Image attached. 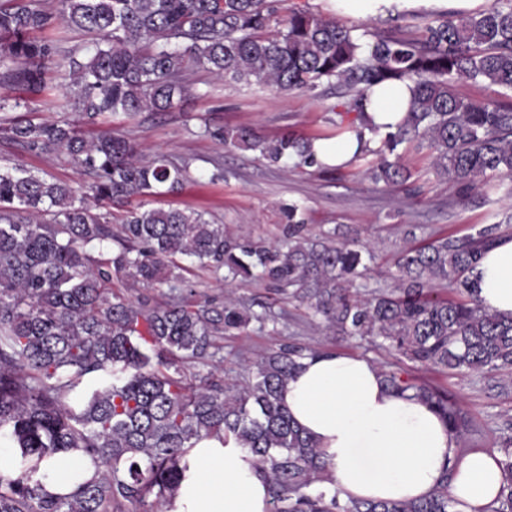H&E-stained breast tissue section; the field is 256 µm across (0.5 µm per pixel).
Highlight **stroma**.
Here are the masks:
<instances>
[{
    "label": "stroma",
    "mask_w": 512,
    "mask_h": 512,
    "mask_svg": "<svg viewBox=\"0 0 512 512\" xmlns=\"http://www.w3.org/2000/svg\"><path fill=\"white\" fill-rule=\"evenodd\" d=\"M296 8L336 17L348 28L365 26L380 34L406 30L404 21H391L383 14L336 13L331 0H281L277 22L285 23L289 10ZM70 83L65 73L48 69L47 88L38 96L34 110L0 112V125L17 116L36 122L58 119L57 105ZM188 83L190 92L180 110L157 115L145 112L133 119L118 116L107 124L112 132L133 140L144 155L162 152L188 163L190 175L178 190L149 197L150 206L199 211L235 236L272 241L287 221L286 208L299 205L312 233L334 227L358 231L360 240L374 253L368 276L384 286L391 282L400 251L411 242L404 236L406 226L418 225L416 240L424 243L446 235L464 237L475 226L512 214V196L506 192L496 193L485 186L465 196L452 180L436 176L426 149L406 153L404 162L411 177L404 186L389 189L368 178L363 159L324 172L295 168L269 162L255 151L224 147L204 132L210 125L249 127L265 139L287 131L304 138H332L336 135L334 108L341 102L336 88L322 86L313 94L294 91L283 95L271 86L227 83L197 69L189 70ZM5 163L77 188L89 182L65 157L30 154L0 138V164ZM190 279L208 296L229 293L248 302L258 299L282 317L279 334L225 338V378L239 373L242 359L282 344L361 355L375 365L412 370L445 386L470 416L467 448L498 452L499 427L503 418L512 417V396L501 393L495 379L477 374L446 377L414 366L394 351L336 336L305 306L273 294L259 281L239 279L222 285L200 269L193 270Z\"/></svg>",
    "instance_id": "1"
}]
</instances>
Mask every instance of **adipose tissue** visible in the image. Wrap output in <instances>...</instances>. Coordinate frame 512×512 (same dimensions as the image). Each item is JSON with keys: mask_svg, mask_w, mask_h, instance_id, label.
I'll use <instances>...</instances> for the list:
<instances>
[{"mask_svg": "<svg viewBox=\"0 0 512 512\" xmlns=\"http://www.w3.org/2000/svg\"><path fill=\"white\" fill-rule=\"evenodd\" d=\"M410 97L405 84L377 87L365 103V115L380 133L395 131ZM473 281L483 307L512 317V236L484 252ZM283 400L294 422L326 453L331 488L340 502L414 500L444 482L461 512H481L500 491L499 456L456 452L440 414L387 387L367 359L341 351L305 358ZM185 462L188 471L169 512H269L267 485L234 436L200 440ZM93 470L89 458L71 450L41 461L37 476L49 492L65 494L76 475Z\"/></svg>", "mask_w": 512, "mask_h": 512, "instance_id": "ef3b65f1", "label": "adipose tissue"}]
</instances>
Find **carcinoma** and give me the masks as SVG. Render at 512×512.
Returning <instances> with one entry per match:
<instances>
[{
	"mask_svg": "<svg viewBox=\"0 0 512 512\" xmlns=\"http://www.w3.org/2000/svg\"><path fill=\"white\" fill-rule=\"evenodd\" d=\"M277 0H0V111L28 109L45 88L47 66L72 72L59 103L94 123L175 109L188 91L189 65L226 81L268 84L286 94L326 83L342 90L336 134L364 117V101L387 82L412 84L396 131L355 158L366 174L396 187L410 178L402 145H429L431 169L464 193L488 175L512 176V103L476 104L461 79L512 92V0L463 16L437 15L417 36L356 32L306 10L270 30ZM87 40L66 48L35 32L58 28ZM21 86L31 97L8 90ZM228 148L272 162L325 169L313 140H273L249 128H205ZM0 137L35 155L65 156L90 178L88 193L17 166L0 165V444L13 452L0 472V512H166L205 438L233 434L268 484L270 512H453L448 483L410 501H350L323 488L329 463L292 420L281 394L298 361L320 350L282 345L247 360L243 381L224 379V337L279 333L280 317L190 284L189 260L217 280L254 278L305 305L342 337L384 346L442 373L506 376L512 388V319L478 304L471 274L502 223L465 238H437L403 250L394 288L364 277L371 249L337 229L309 233L288 207L280 243L236 237L198 212L147 208L112 230L94 201L129 202L176 189L188 164L163 153L146 161L130 140L87 137L67 119L0 126ZM165 284V299L140 289ZM385 384L436 409L457 447L468 412L448 390L409 372L381 368ZM503 481L484 512H512V418L504 420ZM78 450L95 472L66 494L33 480L39 463Z\"/></svg>",
	"mask_w": 512,
	"mask_h": 512,
	"instance_id": "obj_1",
	"label": "carcinoma"
}]
</instances>
